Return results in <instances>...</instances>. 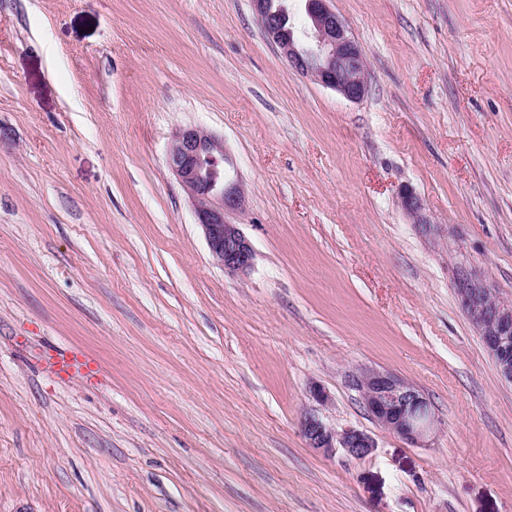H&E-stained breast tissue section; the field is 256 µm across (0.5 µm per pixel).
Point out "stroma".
<instances>
[{
  "instance_id": "obj_1",
  "label": "stroma",
  "mask_w": 512,
  "mask_h": 512,
  "mask_svg": "<svg viewBox=\"0 0 512 512\" xmlns=\"http://www.w3.org/2000/svg\"><path fill=\"white\" fill-rule=\"evenodd\" d=\"M331 6L358 102L251 0H0V512H512V385L454 288L512 302V0ZM187 125L245 187L248 274L166 166ZM364 366L430 401L426 446L370 419ZM310 408L372 455L308 448ZM399 199L401 206L411 216L414 224L424 228L426 231H430L433 222L426 213L423 202L413 190L406 186L401 188L399 191Z\"/></svg>"
}]
</instances>
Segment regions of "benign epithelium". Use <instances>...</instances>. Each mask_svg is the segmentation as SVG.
I'll use <instances>...</instances> for the list:
<instances>
[{"mask_svg":"<svg viewBox=\"0 0 512 512\" xmlns=\"http://www.w3.org/2000/svg\"><path fill=\"white\" fill-rule=\"evenodd\" d=\"M331 0H302L307 28L290 23L288 2L252 0L267 36L278 45L294 68L344 98L358 102L367 91L366 60L359 43ZM224 140L196 126L179 128L167 151L166 164L190 199L196 223L203 230L213 260L225 271L251 270L254 250L239 225L228 214L242 209V184L227 176ZM403 209L413 223L429 230L432 221L421 199L408 187L399 191ZM461 306L494 357L500 377L512 384V302L500 300L488 283L466 268L455 279ZM351 387L368 416L381 427L417 447L431 434L437 419L423 395L386 370L360 368L349 375ZM300 429L308 447L327 456L342 448L353 459L371 455L376 443L369 434L327 425L314 411L303 414Z\"/></svg>","mask_w":512,"mask_h":512,"instance_id":"obj_1","label":"benign epithelium"}]
</instances>
